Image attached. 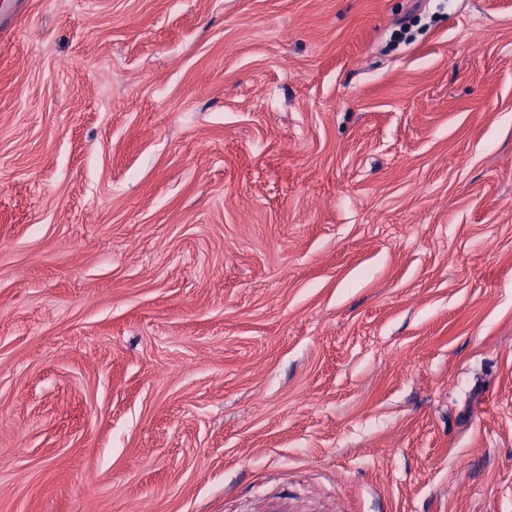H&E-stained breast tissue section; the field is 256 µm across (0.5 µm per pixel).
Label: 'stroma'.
Returning <instances> with one entry per match:
<instances>
[{"label":"stroma","mask_w":512,"mask_h":512,"mask_svg":"<svg viewBox=\"0 0 512 512\" xmlns=\"http://www.w3.org/2000/svg\"><path fill=\"white\" fill-rule=\"evenodd\" d=\"M0 512H512V0H0Z\"/></svg>","instance_id":"1"}]
</instances>
